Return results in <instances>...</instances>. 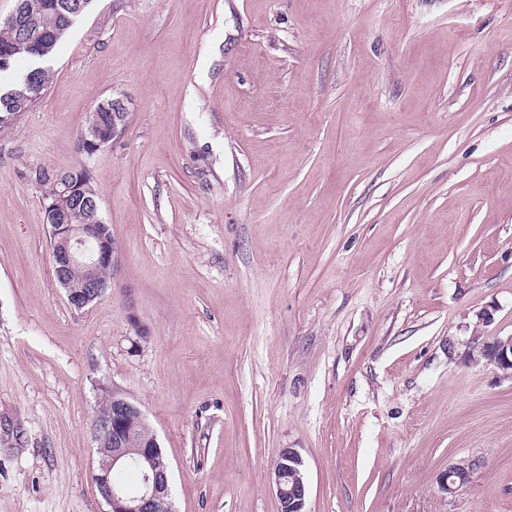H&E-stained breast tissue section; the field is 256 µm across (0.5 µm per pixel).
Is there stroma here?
Here are the masks:
<instances>
[{
	"mask_svg": "<svg viewBox=\"0 0 512 512\" xmlns=\"http://www.w3.org/2000/svg\"><path fill=\"white\" fill-rule=\"evenodd\" d=\"M48 66L0 132V512H103L114 387L174 512H278L285 448L308 512H512V380L448 355L512 336V0H93ZM80 168L121 264L77 311L40 175ZM115 100L112 97L103 99L99 101L93 108V110L89 113L88 119V132L87 125L78 135V149L85 152L87 155H92L89 152H97L102 149L103 145L108 142L109 139L102 138L99 134L96 133L98 127V116L97 112L100 114V118L103 124V130L101 132L102 135H107L111 130L112 123V139H114L117 134L124 128L125 120L127 116V112H112V103ZM112 112V114H111ZM86 131V139L88 151L85 145V142L82 138L83 132ZM88 133L92 136L88 135ZM85 137V138H86ZM288 471L292 474V486L288 488ZM272 481L280 505V512H308L306 510L307 483L303 460L294 448L282 449L272 472ZM473 472V464L467 461H460L458 463H454V471H445L440 477V485L441 489L448 494V496H453L462 486V482H466L470 479L471 473ZM458 476L461 478V481L457 486H454L456 483L455 479H450V476Z\"/></svg>",
	"mask_w": 512,
	"mask_h": 512,
	"instance_id": "35a3bbf8",
	"label": "stroma"
}]
</instances>
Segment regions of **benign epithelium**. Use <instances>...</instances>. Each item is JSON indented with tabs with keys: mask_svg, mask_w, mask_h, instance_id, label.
Segmentation results:
<instances>
[{
	"mask_svg": "<svg viewBox=\"0 0 512 512\" xmlns=\"http://www.w3.org/2000/svg\"><path fill=\"white\" fill-rule=\"evenodd\" d=\"M98 116L89 113L87 140L88 151L96 152L108 142L97 134ZM50 246L52 263L59 284L64 288L69 305L81 310L102 298L110 284L100 273L108 265L117 270L119 257L117 249L104 240L99 224H71L66 214L51 212ZM74 266L81 268L82 279L74 282L64 277L61 271ZM476 322L469 339L463 343L448 338V356H453L459 346H464V357L471 363L492 365L504 379H512V336L503 339L489 333L493 310L484 308L475 313ZM144 421L142 410L128 399L114 402L106 418L94 416L91 434L98 466L92 479L106 505L104 512H173L169 484V467L161 462L162 449L155 435L145 439L142 447H128L127 422L131 417ZM137 455L141 468L140 490L130 495L112 483V471L123 466ZM473 464L460 461L454 464V471H445L440 477L441 489L452 496L459 487L455 486L458 476L461 481L470 479ZM272 481L280 505V512H307V483L303 471V460L294 448L281 450L272 472Z\"/></svg>",
	"mask_w": 512,
	"mask_h": 512,
	"instance_id": "7a95c632",
	"label": "benign epithelium"
}]
</instances>
